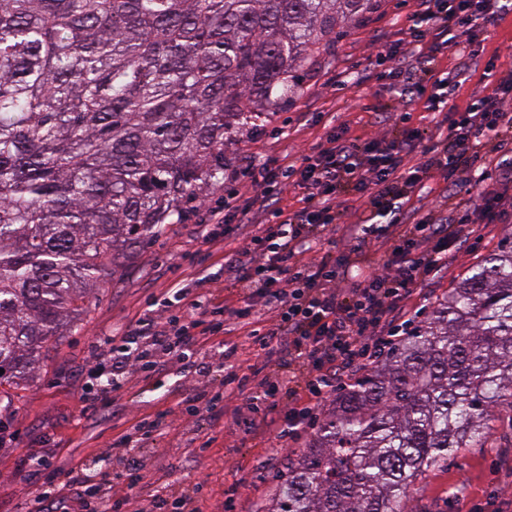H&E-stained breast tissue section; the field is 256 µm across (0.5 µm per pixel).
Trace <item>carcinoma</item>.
Wrapping results in <instances>:
<instances>
[{
	"mask_svg": "<svg viewBox=\"0 0 512 512\" xmlns=\"http://www.w3.org/2000/svg\"><path fill=\"white\" fill-rule=\"evenodd\" d=\"M377 0H0V386L224 180L227 142ZM512 410V240L343 386L262 512H413Z\"/></svg>",
	"mask_w": 512,
	"mask_h": 512,
	"instance_id": "obj_1",
	"label": "carcinoma"
}]
</instances>
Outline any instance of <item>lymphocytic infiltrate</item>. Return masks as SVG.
Here are the masks:
<instances>
[{
  "instance_id": "1",
  "label": "lymphocytic infiltrate",
  "mask_w": 512,
  "mask_h": 512,
  "mask_svg": "<svg viewBox=\"0 0 512 512\" xmlns=\"http://www.w3.org/2000/svg\"><path fill=\"white\" fill-rule=\"evenodd\" d=\"M511 13L512 0H418L404 38L377 53L387 69L370 78L389 82L400 99L423 101L426 125L411 126V113H396L407 131L390 141L353 139L347 127L333 126L294 162L271 159L256 167V194H229L200 229L203 243L211 245L223 240V226L235 218L252 211L272 218L243 233L239 246L224 254V285L235 290V303L215 300L203 287L171 285L135 325L113 337L107 361L113 390L147 371L135 357L141 346L204 371L203 349L212 337L245 327L252 362L240 361L237 347H225L223 392L196 388L189 414H212L226 395L242 391L241 424L276 425L279 447L311 427L342 373L374 363L412 329L406 301L447 266L451 252L469 246L472 224L512 220V164L505 160L512 153V52L480 57L489 27ZM450 50L460 55L452 75L439 67ZM475 78L482 90L457 105V93ZM438 176L446 183L447 214L412 208V198ZM289 187L302 192L298 208L278 204ZM351 191L368 214L344 224L351 246L383 242L387 249L343 295L336 280L346 263L323 241L329 225L343 224L341 198ZM309 251L317 260L303 261ZM84 473L83 464H74L64 481L81 512H129L142 488L134 457L122 471L101 473L94 503Z\"/></svg>"
}]
</instances>
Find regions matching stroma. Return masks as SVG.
Wrapping results in <instances>:
<instances>
[{"label": "stroma", "instance_id": "stroma-1", "mask_svg": "<svg viewBox=\"0 0 512 512\" xmlns=\"http://www.w3.org/2000/svg\"><path fill=\"white\" fill-rule=\"evenodd\" d=\"M416 8L417 0H381L376 12L346 35L323 42L301 72L300 95L283 102L273 121L229 144L223 184L184 223L173 225L97 286L82 324L47 342L41 369L19 385V402L0 418V427L9 434L0 443V512H74L72 498L40 509L23 490L44 486L49 472L64 474L82 459L121 468L125 451L113 447V440L136 419L158 413L166 414L169 426L140 452L146 488H165L170 500L181 502L180 512H222L227 504L232 512L268 507L280 472L260 475L255 465L271 448L269 433L238 425L232 400L222 413L199 423L184 415L185 399L196 386L223 389L222 371L213 368L203 375L166 362L150 379H132L113 405L88 417L81 413V397L85 388L100 390L101 383L87 362L100 339L132 325L172 283L218 271L225 251L238 246L239 236L232 232L223 245L203 248L196 239L197 227L223 206L227 192L249 183L250 167L271 158L297 159L315 146L330 123L345 125L351 137L361 140L394 136V128L373 122L372 115L398 106V97L365 76L379 43L400 39L404 19ZM472 230L474 248L453 253L437 279L418 287L409 309L430 310L470 266L512 236V222L476 224ZM495 427L487 447L467 449L415 483L409 503L413 512H467L471 499L486 490L512 499V446L503 440L512 432V412L502 411Z\"/></svg>", "mask_w": 512, "mask_h": 512}]
</instances>
